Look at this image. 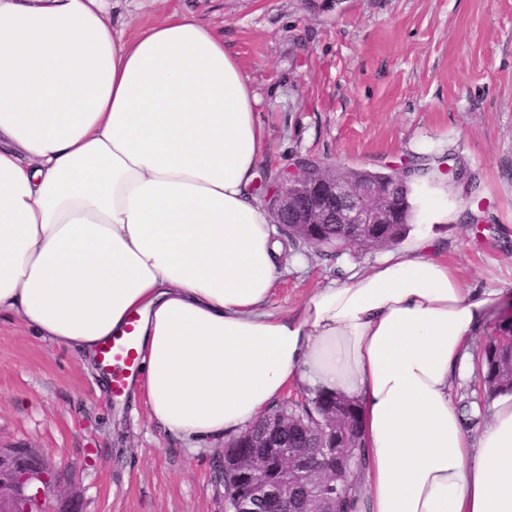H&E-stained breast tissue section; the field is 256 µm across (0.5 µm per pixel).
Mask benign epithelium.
Instances as JSON below:
<instances>
[{
    "label": "benign epithelium",
    "mask_w": 512,
    "mask_h": 512,
    "mask_svg": "<svg viewBox=\"0 0 512 512\" xmlns=\"http://www.w3.org/2000/svg\"><path fill=\"white\" fill-rule=\"evenodd\" d=\"M264 202L275 223L294 224L303 234L317 224H352L366 233L375 224H398L403 215L387 184L313 157L295 160ZM316 453L336 459L335 470L324 474L331 489L347 482L351 461L344 449L318 448ZM309 456L311 449L285 448L274 438L254 443L251 456L238 448L224 449L223 473L237 478L230 491L238 501L236 512H281L278 499L296 489L305 493L302 512H335L325 507L329 496L313 485L316 472ZM57 488V477L40 454L0 448V512H47V496Z\"/></svg>",
    "instance_id": "1"
}]
</instances>
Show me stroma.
<instances>
[{
    "label": "stroma",
    "instance_id": "35a3bbf8",
    "mask_svg": "<svg viewBox=\"0 0 512 512\" xmlns=\"http://www.w3.org/2000/svg\"><path fill=\"white\" fill-rule=\"evenodd\" d=\"M190 12L221 30L261 98L264 167L299 156L388 171L452 152L479 182L489 222L475 236L448 195L424 232L470 288L512 291V0H118L130 26ZM336 277L315 255L287 265L270 306L297 307ZM0 448L42 454L59 479L49 512H224L223 446L196 454L114 400L76 351L0 324Z\"/></svg>",
    "mask_w": 512,
    "mask_h": 512
}]
</instances>
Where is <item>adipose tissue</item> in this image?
I'll return each mask as SVG.
<instances>
[{"label":"adipose tissue","instance_id":"1","mask_svg":"<svg viewBox=\"0 0 512 512\" xmlns=\"http://www.w3.org/2000/svg\"><path fill=\"white\" fill-rule=\"evenodd\" d=\"M112 0H0V321L94 359L136 319L148 418L195 453L291 388L356 404L353 512H512V395L478 432L455 386L503 288L465 287L427 235L269 309L287 238L253 195L260 99L224 37ZM409 201L448 219V179ZM117 16L128 22L131 27L143 26L160 20L163 16L157 1L121 0L115 3Z\"/></svg>","mask_w":512,"mask_h":512}]
</instances>
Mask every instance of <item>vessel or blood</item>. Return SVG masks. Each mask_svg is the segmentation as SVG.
<instances>
[{
  "instance_id": "1",
  "label": "vessel or blood",
  "mask_w": 512,
  "mask_h": 512,
  "mask_svg": "<svg viewBox=\"0 0 512 512\" xmlns=\"http://www.w3.org/2000/svg\"><path fill=\"white\" fill-rule=\"evenodd\" d=\"M135 330V321H128L120 334L103 341L97 350L99 369L107 378L109 391L116 399L127 395L129 380L140 368Z\"/></svg>"
}]
</instances>
